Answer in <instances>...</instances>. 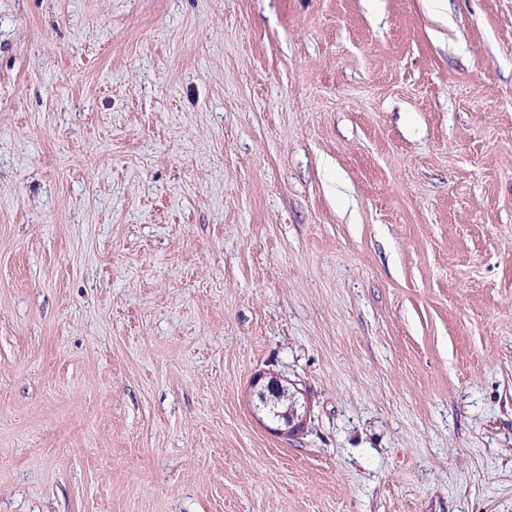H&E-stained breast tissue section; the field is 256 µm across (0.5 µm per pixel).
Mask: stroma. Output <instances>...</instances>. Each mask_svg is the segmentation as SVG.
<instances>
[{"label": "stroma", "instance_id": "1", "mask_svg": "<svg viewBox=\"0 0 512 512\" xmlns=\"http://www.w3.org/2000/svg\"><path fill=\"white\" fill-rule=\"evenodd\" d=\"M0 512H512V0H0ZM267 375L270 376L267 377ZM266 378L268 381L261 383ZM251 385L253 389H257L256 395L260 402L256 408L264 410L268 418L278 425L277 428L270 427L271 430L279 434L294 436L304 429L306 416L303 418L299 414L298 398L295 394H289L288 404L284 405V409L281 410L283 393L288 389L282 385L280 379L270 373L259 372L253 376Z\"/></svg>", "mask_w": 512, "mask_h": 512}]
</instances>
